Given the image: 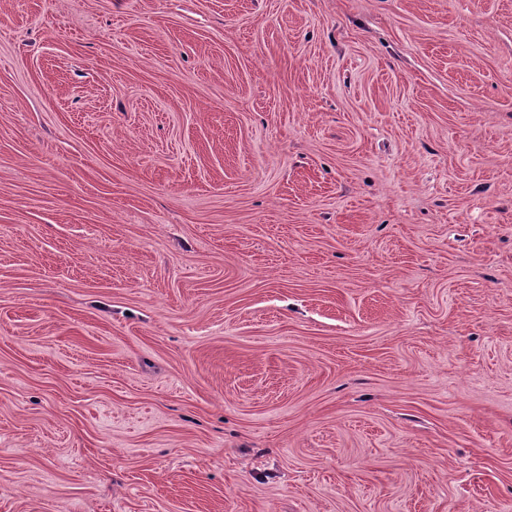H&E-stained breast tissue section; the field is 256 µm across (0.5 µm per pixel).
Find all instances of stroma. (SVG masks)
<instances>
[{
  "label": "stroma",
  "instance_id": "1",
  "mask_svg": "<svg viewBox=\"0 0 512 512\" xmlns=\"http://www.w3.org/2000/svg\"><path fill=\"white\" fill-rule=\"evenodd\" d=\"M0 512H512V0H0Z\"/></svg>",
  "mask_w": 512,
  "mask_h": 512
}]
</instances>
